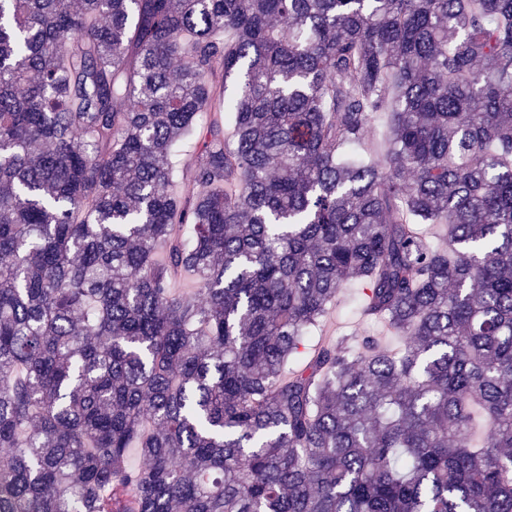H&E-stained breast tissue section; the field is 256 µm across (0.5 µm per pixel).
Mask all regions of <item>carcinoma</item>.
<instances>
[{
  "mask_svg": "<svg viewBox=\"0 0 512 512\" xmlns=\"http://www.w3.org/2000/svg\"><path fill=\"white\" fill-rule=\"evenodd\" d=\"M351 281L401 346L299 359ZM0 448V512H512V0H0Z\"/></svg>",
  "mask_w": 512,
  "mask_h": 512,
  "instance_id": "obj_1",
  "label": "carcinoma"
}]
</instances>
